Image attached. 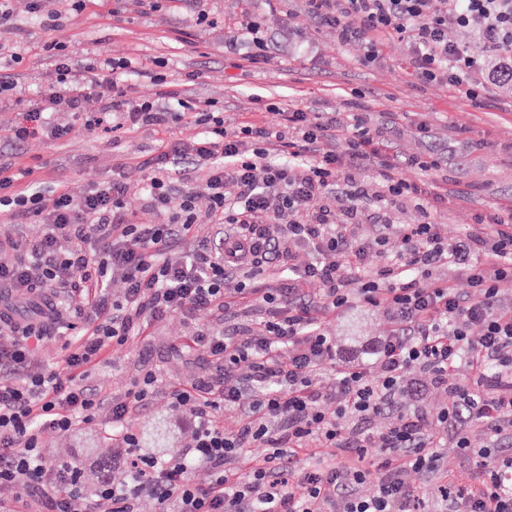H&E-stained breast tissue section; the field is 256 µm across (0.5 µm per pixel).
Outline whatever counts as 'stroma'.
Masks as SVG:
<instances>
[{
  "mask_svg": "<svg viewBox=\"0 0 512 512\" xmlns=\"http://www.w3.org/2000/svg\"><path fill=\"white\" fill-rule=\"evenodd\" d=\"M14 29L0 32V54L18 55L11 66L25 90V100L37 98L56 80L45 46L63 45L71 61L101 55L110 58L112 76L129 96H152L161 85L186 84L198 105L222 113L225 128L237 126L262 95L287 109L296 105L311 112H397L402 116L400 142L407 149L426 150L415 135L416 123H426L448 144V178L468 185V199L450 210L435 212L449 240L458 239L474 214L489 210L499 198L512 197V95L497 96L493 106L475 107L465 94L423 84L402 65L403 48L386 42L378 63L365 64L355 51L338 47L334 30L320 26L305 11L303 0H48L44 14L29 12L28 0H12ZM59 15L51 23V15ZM238 37L242 52L225 53L224 44ZM311 46L309 55L289 51V38ZM262 46L269 60L253 65L244 55ZM69 126L58 141L35 139L12 146L8 129L18 121L17 110L0 111V162L20 178L17 188L38 184L43 191H78L121 180L126 188L125 212L142 224L163 218L151 207L142 185L155 167L167 140L189 138L196 126L177 123L164 130H90L84 115L58 113ZM261 318L259 309L213 319L207 312L176 314L151 325L147 336L131 347L106 354L93 370L90 385L103 405L96 420L76 432L44 431L45 464L75 463L83 491L92 492L103 479L97 449L112 442L109 424L113 398L124 395L148 370L163 384L148 406L135 417L145 446L160 456H175L187 448L194 430L189 414L173 408L165 385L170 381L210 379L217 370L203 347L192 345L198 328L232 332ZM72 318L59 334L30 345L26 370L58 369L67 343L85 327ZM392 329L379 309L356 307L329 319L326 330L343 357L365 365L374 361V344ZM442 439L439 473H410L408 482L419 497L420 512H436L439 489L447 481L472 478L477 457L465 455L452 433L431 426Z\"/></svg>",
  "mask_w": 512,
  "mask_h": 512,
  "instance_id": "35a3bbf8",
  "label": "stroma"
}]
</instances>
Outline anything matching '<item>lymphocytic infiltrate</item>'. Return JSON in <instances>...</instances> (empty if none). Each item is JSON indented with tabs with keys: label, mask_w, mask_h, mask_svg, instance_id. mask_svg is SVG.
Segmentation results:
<instances>
[{
	"label": "lymphocytic infiltrate",
	"mask_w": 512,
	"mask_h": 512,
	"mask_svg": "<svg viewBox=\"0 0 512 512\" xmlns=\"http://www.w3.org/2000/svg\"><path fill=\"white\" fill-rule=\"evenodd\" d=\"M307 12L336 33V44L375 62L384 41L404 49L409 75L465 93L486 107L492 91L512 89V0H305ZM468 30L483 41L476 57L458 43ZM58 79L30 104L8 131L10 140H58L69 129L59 112H83L85 102L112 82V63L88 58L71 63L55 57ZM270 122L243 119L226 129L223 117L198 109L184 89L155 98L111 102L89 128L134 130L167 127L188 119L201 131L166 144L167 154L190 158L201 171L199 188L175 185L162 175L148 178L145 192L161 214L186 212L180 224H130L124 219V187L113 181L75 194L48 195L30 186L15 190V176L0 166V220L16 217L41 225L27 244L0 236V253L25 250L24 259L0 263V323L15 324L25 309L35 315L20 327L21 338L0 355V484L38 498L48 512H88L74 482L76 468L62 462L46 468L40 442L44 430L68 433L95 421L101 405L88 380L106 349L125 348L153 322L172 314L208 311L223 316L257 305L266 317L238 335L198 333L219 363L215 381L172 382L173 407L195 422L185 452L171 457L142 453L132 416L143 410L160 380L146 372L112 401V464L124 468L120 483L102 484L99 512H138L139 500L157 499L160 512H418L409 472L436 471L441 443L427 423L456 431L457 446L483 461L476 484H451L441 493L440 512H512V308L500 305L499 284L512 279V198L475 215L468 231L448 243L433 211L463 198L448 187V154L399 148V113L376 122L367 112L325 117L301 108L282 109L255 96ZM416 178H409V171ZM208 200L210 223L227 225L220 238H202L180 250L197 219L198 195ZM414 209L413 222L394 225L395 213ZM380 226L369 238L360 226ZM395 235H387L388 226ZM71 246L63 250L60 240ZM302 249L304 262L288 267L284 288H260L239 279ZM379 263L365 264L369 252ZM464 271L467 290L433 277L436 269ZM120 278L122 299L109 283ZM317 286L302 291L304 283ZM71 292L74 314H89L88 326L70 344L58 371L23 375L29 340L50 335L60 312L48 289ZM378 308L395 328L375 348V370L338 358L324 329L327 316L356 306ZM335 365L331 383L320 379ZM468 366L474 384L449 385L448 375ZM415 367L445 392L436 415L415 408L378 436L350 428L402 396H416L404 373ZM239 409L235 427L218 413ZM489 446L472 449V427ZM255 442L266 452L247 456ZM357 444L359 453L378 447L377 489L357 488L366 475L337 466L297 468L299 453L336 451ZM210 472L207 486L190 471Z\"/></svg>",
	"instance_id": "obj_1"
}]
</instances>
